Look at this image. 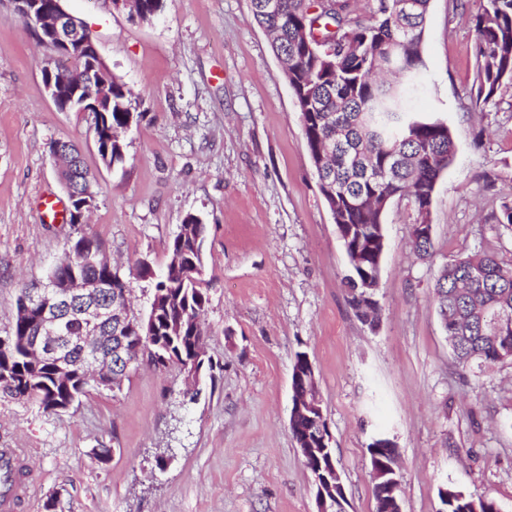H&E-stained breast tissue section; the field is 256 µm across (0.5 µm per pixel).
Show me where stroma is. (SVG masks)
I'll return each mask as SVG.
<instances>
[{
	"label": "stroma",
	"instance_id": "obj_1",
	"mask_svg": "<svg viewBox=\"0 0 512 512\" xmlns=\"http://www.w3.org/2000/svg\"><path fill=\"white\" fill-rule=\"evenodd\" d=\"M112 76L140 97L124 159L105 166L91 114L59 111L43 83L54 59L0 0V335L25 285L68 243L101 241L120 275L140 258L164 270L187 215L207 226L206 355L197 385L141 363L118 389L88 387L57 415L0 397V449H20L28 493L12 512H317L289 428L292 367L311 360L348 512H374L368 446L389 438L402 512H440L448 485L512 512V363L453 359L433 287L442 264L482 248L512 258L492 215L512 201V84L470 109L472 17L480 0H431L427 86L418 111L450 127L456 154L429 211L434 252L412 245L411 203L393 200L377 327L347 301L348 262L321 194L299 112L250 0H163L135 21L110 0H62ZM68 140L96 177L87 223L43 211L68 196L48 146ZM112 453L97 464L95 448Z\"/></svg>",
	"mask_w": 512,
	"mask_h": 512
}]
</instances>
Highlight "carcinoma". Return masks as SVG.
<instances>
[{"instance_id": "1", "label": "carcinoma", "mask_w": 512, "mask_h": 512, "mask_svg": "<svg viewBox=\"0 0 512 512\" xmlns=\"http://www.w3.org/2000/svg\"><path fill=\"white\" fill-rule=\"evenodd\" d=\"M262 0H251L258 24L273 37L277 55L288 59V84L293 92L310 152L326 158L324 174L338 188L336 223L345 225L347 253H359L344 283L348 302L360 307L373 292L375 256L385 252L384 201L408 199L420 222L413 225L417 254L431 255L433 241L422 224L428 216L437 182L455 157V143L441 119L417 112L413 99L424 86L422 52L424 23L430 0H413L408 14L395 12L394 0H368V15L357 12L353 0H336L335 7L311 13L313 0H282V11L268 15ZM161 0H135L134 10L148 20ZM476 33V90L469 99L483 107L505 83H512V0H481L473 18ZM336 40V56H317L307 48L316 38ZM112 108L99 114L95 126L101 160L112 165L123 159V142L115 131L139 118L140 100L130 88L112 79ZM176 235L170 253L181 255L176 269L167 265L160 274L141 258L129 277L151 281L160 300L154 330L144 337L148 351L140 354L158 368L176 364L213 368L198 358L205 332L203 316L208 297L201 279L188 275L203 264L206 225L190 215ZM95 238L80 237L64 251L50 270L56 286L76 278L84 281L118 279ZM434 297L446 324L449 349L464 367L481 369L512 361V319L499 323L495 314L512 316V264L494 251L477 250L446 263L439 271ZM22 297L16 299L11 331L0 336V394L30 402L43 412L59 414L83 395L95 381L86 379L81 351L65 350L70 374L56 377L54 365L30 359L27 346L36 336L35 316L23 315ZM448 488L443 512H495L492 498L456 496Z\"/></svg>"}]
</instances>
